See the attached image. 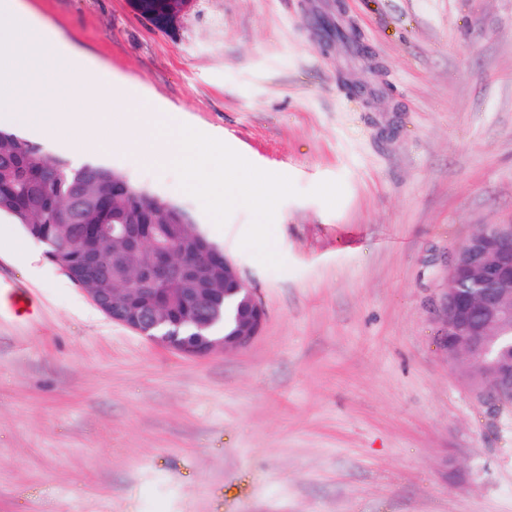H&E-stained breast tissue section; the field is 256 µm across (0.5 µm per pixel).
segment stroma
I'll list each match as a JSON object with an SVG mask.
<instances>
[{"instance_id": "obj_1", "label": "stroma", "mask_w": 512, "mask_h": 512, "mask_svg": "<svg viewBox=\"0 0 512 512\" xmlns=\"http://www.w3.org/2000/svg\"><path fill=\"white\" fill-rule=\"evenodd\" d=\"M141 2L25 0L291 178L283 266L242 248L246 207L215 226L176 171L107 159L266 309L248 347L187 356L0 218V512H512V407L476 396L429 311L462 244L512 224V0H171L158 23Z\"/></svg>"}]
</instances>
